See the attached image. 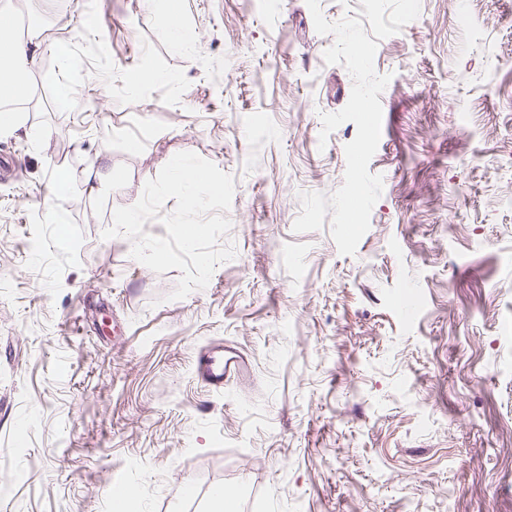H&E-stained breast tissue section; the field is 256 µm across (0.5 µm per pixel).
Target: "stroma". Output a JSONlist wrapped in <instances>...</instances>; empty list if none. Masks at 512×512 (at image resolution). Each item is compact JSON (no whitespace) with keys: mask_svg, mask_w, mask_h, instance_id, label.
I'll use <instances>...</instances> for the list:
<instances>
[{"mask_svg":"<svg viewBox=\"0 0 512 512\" xmlns=\"http://www.w3.org/2000/svg\"><path fill=\"white\" fill-rule=\"evenodd\" d=\"M177 4L186 50L150 0H27L32 93L0 132V512H221L220 490L237 512H512V0H484L489 29L446 0H320L390 78L351 256L293 230L357 133L320 137L352 90L333 36L306 0ZM184 151L234 178L235 257L174 300L179 270L102 232ZM213 340L250 363L221 394L192 369Z\"/></svg>","mask_w":512,"mask_h":512,"instance_id":"1","label":"stroma"}]
</instances>
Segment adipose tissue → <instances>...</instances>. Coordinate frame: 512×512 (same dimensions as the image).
<instances>
[{
    "label": "adipose tissue",
    "mask_w": 512,
    "mask_h": 512,
    "mask_svg": "<svg viewBox=\"0 0 512 512\" xmlns=\"http://www.w3.org/2000/svg\"><path fill=\"white\" fill-rule=\"evenodd\" d=\"M14 13L0 7V100H15L30 95L29 75L33 63L31 39L12 33Z\"/></svg>",
    "instance_id": "1"
}]
</instances>
